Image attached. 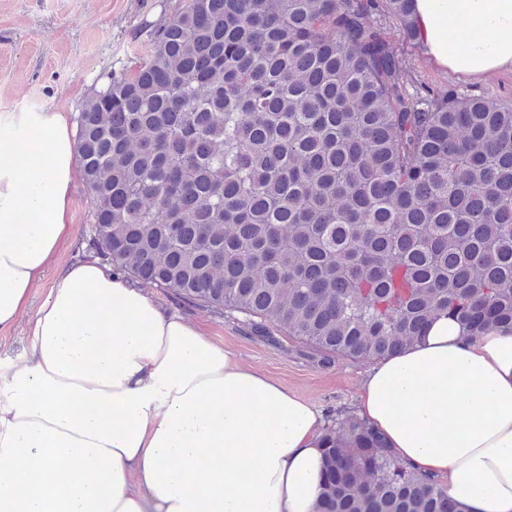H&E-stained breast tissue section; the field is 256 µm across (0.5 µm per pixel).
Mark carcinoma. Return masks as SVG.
Wrapping results in <instances>:
<instances>
[{"mask_svg":"<svg viewBox=\"0 0 512 512\" xmlns=\"http://www.w3.org/2000/svg\"><path fill=\"white\" fill-rule=\"evenodd\" d=\"M411 0H185L77 113L88 247L322 365L441 315L512 332V106L410 92ZM319 512H460L364 419L324 429Z\"/></svg>","mask_w":512,"mask_h":512,"instance_id":"carcinoma-1","label":"carcinoma"}]
</instances>
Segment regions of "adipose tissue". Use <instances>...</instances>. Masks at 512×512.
Masks as SVG:
<instances>
[{"mask_svg":"<svg viewBox=\"0 0 512 512\" xmlns=\"http://www.w3.org/2000/svg\"><path fill=\"white\" fill-rule=\"evenodd\" d=\"M413 39L466 79L512 72V0H412ZM63 112L0 113V329L69 235ZM0 358V512H318L324 416L111 265L67 267ZM359 415L461 512H512V333L435 320L376 361Z\"/></svg>","mask_w":512,"mask_h":512,"instance_id":"1","label":"adipose tissue"}]
</instances>
